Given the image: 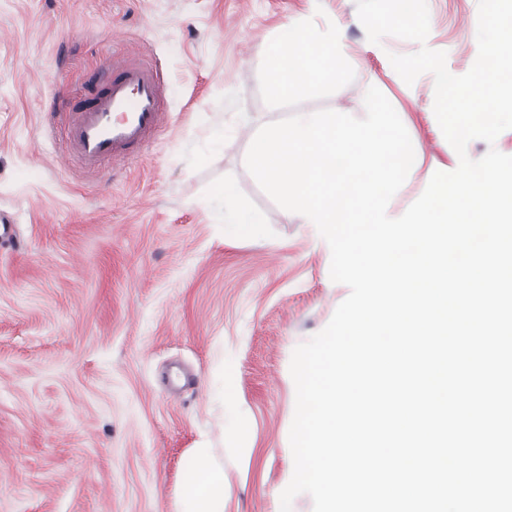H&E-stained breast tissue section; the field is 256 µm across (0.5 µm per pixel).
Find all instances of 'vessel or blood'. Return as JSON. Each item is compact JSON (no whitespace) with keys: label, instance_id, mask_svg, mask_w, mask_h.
I'll return each mask as SVG.
<instances>
[{"label":"vessel or blood","instance_id":"b4317fda","mask_svg":"<svg viewBox=\"0 0 512 512\" xmlns=\"http://www.w3.org/2000/svg\"><path fill=\"white\" fill-rule=\"evenodd\" d=\"M158 72L146 62L115 61L101 70L95 95L69 113L71 149L90 169L138 158L167 122Z\"/></svg>","mask_w":512,"mask_h":512}]
</instances>
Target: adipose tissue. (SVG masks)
Wrapping results in <instances>:
<instances>
[{
    "label": "adipose tissue",
    "instance_id": "1",
    "mask_svg": "<svg viewBox=\"0 0 512 512\" xmlns=\"http://www.w3.org/2000/svg\"><path fill=\"white\" fill-rule=\"evenodd\" d=\"M340 43L339 31L320 35L297 23L289 25L287 41L268 50L266 83L272 100L283 102L335 82ZM181 498V512H224V472L211 449H194Z\"/></svg>",
    "mask_w": 512,
    "mask_h": 512
}]
</instances>
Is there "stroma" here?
<instances>
[{"mask_svg":"<svg viewBox=\"0 0 512 512\" xmlns=\"http://www.w3.org/2000/svg\"><path fill=\"white\" fill-rule=\"evenodd\" d=\"M427 46L455 75L477 53V0H427ZM340 30L335 85L271 107L265 57L287 22ZM355 0H0V512H180L194 448L224 470V512H278L292 467L294 349L349 295L331 251L280 208L245 158L258 129L299 112L352 115L377 87L422 165L405 212L458 155L434 78L406 84ZM164 74L170 123L144 155L96 172L70 151L67 104L112 59ZM264 218L224 224L222 188Z\"/></svg>","mask_w":512,"mask_h":512,"instance_id":"1","label":"stroma"}]
</instances>
